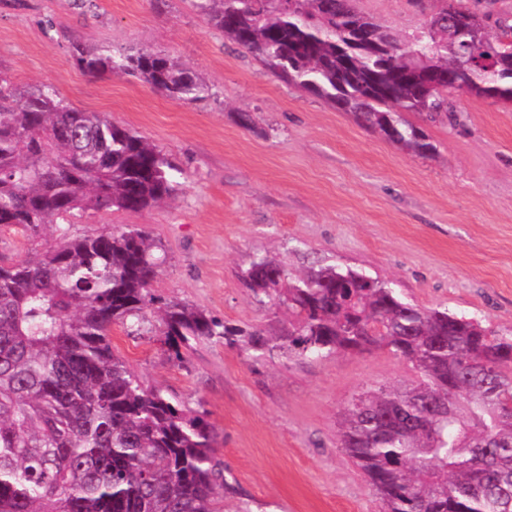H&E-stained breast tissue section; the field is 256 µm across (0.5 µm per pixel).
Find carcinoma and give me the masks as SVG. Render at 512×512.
Segmentation results:
<instances>
[{"instance_id": "carcinoma-1", "label": "carcinoma", "mask_w": 512, "mask_h": 512, "mask_svg": "<svg viewBox=\"0 0 512 512\" xmlns=\"http://www.w3.org/2000/svg\"><path fill=\"white\" fill-rule=\"evenodd\" d=\"M216 28L297 87L420 156L434 147L402 113L448 118L458 92L512 102V24L463 45L434 14L411 40L362 15L353 0H199ZM98 77L137 75L167 95L197 100L208 86L151 53L73 48ZM180 170L138 133L64 104L50 85L0 78V227L43 248L0 260V512H220L230 489L205 418L149 388L112 346V326L144 319L164 259L143 230L104 228L71 238L57 220L81 211L139 212L169 199ZM246 279L294 321L289 356L322 359L387 349L420 380L375 386L340 414V447L375 488L384 512H512V336L444 308L404 301L351 269L294 278L260 258ZM164 344L181 359L200 341L236 346L241 331L181 302L160 308Z\"/></svg>"}]
</instances>
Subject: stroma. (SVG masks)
Listing matches in <instances>:
<instances>
[{
	"label": "stroma",
	"mask_w": 512,
	"mask_h": 512,
	"mask_svg": "<svg viewBox=\"0 0 512 512\" xmlns=\"http://www.w3.org/2000/svg\"><path fill=\"white\" fill-rule=\"evenodd\" d=\"M442 0H354L404 37ZM173 58L211 88L181 100L121 74L77 66L74 46ZM0 77L48 84L59 98L148 138L182 171L171 199L139 212L79 211L77 238L141 228L165 264L150 292L244 332L286 335V306L259 301L244 274L265 257L289 272L336 266L391 283L512 334V104L452 94L455 112L408 120L435 152L409 154L354 115L276 75L216 28L197 0H0ZM112 345L150 386L214 426L232 492L222 512H381L368 478L339 446V415L370 385L418 380L388 351L323 359L205 341L172 359L159 323Z\"/></svg>",
	"instance_id": "1"
}]
</instances>
